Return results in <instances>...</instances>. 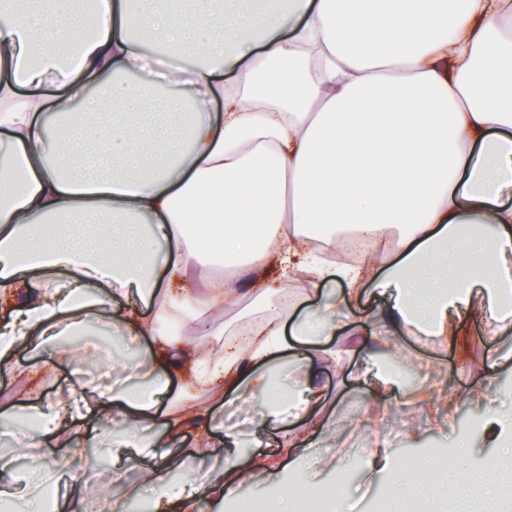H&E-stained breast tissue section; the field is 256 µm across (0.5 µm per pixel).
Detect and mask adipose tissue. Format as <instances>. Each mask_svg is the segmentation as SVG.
<instances>
[{
	"label": "adipose tissue",
	"mask_w": 512,
	"mask_h": 512,
	"mask_svg": "<svg viewBox=\"0 0 512 512\" xmlns=\"http://www.w3.org/2000/svg\"><path fill=\"white\" fill-rule=\"evenodd\" d=\"M0 0V368L51 331L94 333L112 296L122 337L142 341L134 381L101 395L116 423L105 447L156 455L184 430L208 452L225 399L263 396L280 423L271 369L311 368L304 347L336 329L373 286L383 320L454 334L473 302L512 328V0H289L288 16L242 0H95L85 32L71 0ZM197 57L155 75L145 44ZM138 74L135 82L127 74ZM63 90L44 99L46 84ZM185 87L142 124L158 93ZM223 101L213 115L211 105ZM61 123L47 151V113ZM319 226L323 235L313 236ZM359 232L377 248L326 261ZM302 275L318 295L279 307L247 343L220 352L184 337L201 315L266 299L271 271ZM85 397L39 399L33 447L79 430ZM465 453L512 445V415L487 410ZM83 448L32 464L0 499L45 512L51 478ZM261 458L170 488L152 474L151 512H192L213 484L214 512ZM446 470L462 503L494 495L488 471Z\"/></svg>",
	"instance_id": "ef3b65f1"
}]
</instances>
